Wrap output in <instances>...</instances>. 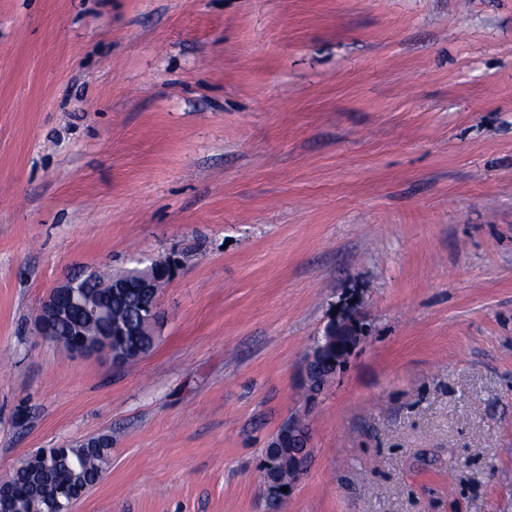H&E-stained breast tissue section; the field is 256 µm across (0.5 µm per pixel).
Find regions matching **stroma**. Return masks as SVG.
Instances as JSON below:
<instances>
[{
  "mask_svg": "<svg viewBox=\"0 0 512 512\" xmlns=\"http://www.w3.org/2000/svg\"><path fill=\"white\" fill-rule=\"evenodd\" d=\"M160 253L134 369L37 333L65 276ZM99 434L73 512H512V0H0V477ZM357 301L354 304H349V300L342 303L337 312L328 320L324 333L322 336H329L334 328L348 326L353 329L354 336H358V341L361 336H364V328L356 316ZM281 431L276 443V435ZM288 439V447L282 444V441ZM311 444V433L305 415L301 417L291 416L271 437L266 448L271 449L262 462V470L265 480V470L273 475L271 482L265 480L266 490L273 499H283L288 496L289 489L296 484V481L303 473L305 464L309 457ZM296 475L295 482L283 492V487H288V466Z\"/></svg>",
  "mask_w": 512,
  "mask_h": 512,
  "instance_id": "35a3bbf8",
  "label": "stroma"
}]
</instances>
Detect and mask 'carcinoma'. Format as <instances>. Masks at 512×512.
<instances>
[{"instance_id": "obj_1", "label": "carcinoma", "mask_w": 512, "mask_h": 512, "mask_svg": "<svg viewBox=\"0 0 512 512\" xmlns=\"http://www.w3.org/2000/svg\"><path fill=\"white\" fill-rule=\"evenodd\" d=\"M106 302L112 307V346L114 356L123 365H131L149 354L157 337L125 335L126 328L148 316L152 296L141 289L108 293ZM347 361L345 351H331L319 364V380L328 382ZM112 445L99 448H41L26 459L25 467L12 475L13 488L22 509L35 505L37 512H70L71 497L87 486L98 484L110 465ZM262 470L273 475L266 490L273 499H283L288 493V449L274 448L262 462Z\"/></svg>"}]
</instances>
